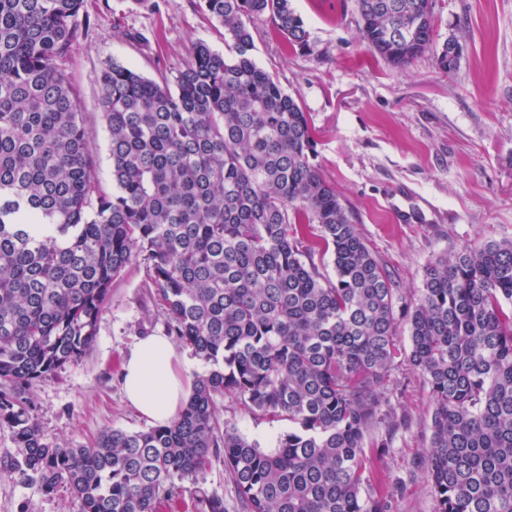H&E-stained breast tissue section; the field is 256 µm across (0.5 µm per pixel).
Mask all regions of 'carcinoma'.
I'll return each instance as SVG.
<instances>
[{"label": "carcinoma", "instance_id": "cac0c4a2", "mask_svg": "<svg viewBox=\"0 0 512 512\" xmlns=\"http://www.w3.org/2000/svg\"><path fill=\"white\" fill-rule=\"evenodd\" d=\"M363 41L388 65L431 51L434 0H354ZM82 0H0V427L3 474L65 489L77 512H157L224 451L243 512H386L365 490V439L391 418L397 328L431 389L428 473L436 512H512V241L437 258L402 302L315 157L298 100L252 55L271 20L309 48L291 0H199L228 53L202 42L174 82L116 61L96 74L112 191L98 184L81 101L63 61ZM331 254L335 278L315 258ZM135 262L166 332L211 365L175 419L50 441L30 390L92 349L112 283ZM288 421L261 447L221 424L215 398Z\"/></svg>", "mask_w": 512, "mask_h": 512}]
</instances>
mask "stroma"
Segmentation results:
<instances>
[{"label":"stroma","instance_id":"1","mask_svg":"<svg viewBox=\"0 0 512 512\" xmlns=\"http://www.w3.org/2000/svg\"><path fill=\"white\" fill-rule=\"evenodd\" d=\"M309 47H289L272 22L252 25L253 57L309 112L316 161L351 211L358 234L391 273L404 296L420 287L426 265L466 245L512 240V0H437L438 40L464 46L453 75L432 53L397 69L359 36L354 0H292ZM86 29L65 65L83 103L84 122L103 190L112 188L109 133L94 76L109 61L145 77L174 80L191 43L225 52L224 29L197 0H84ZM422 210L423 224H398L389 202ZM144 265L125 269L112 285L90 352L39 382L30 399L44 436L86 444L107 428L148 429L125 401L123 363L138 341L163 330ZM396 427L374 428L365 450L373 460L366 489L385 493L389 512H435L426 468L432 401L423 374L397 357L386 380ZM222 421L269 446L288 424L245 410L226 394ZM388 447H380L382 438ZM242 512L223 456L185 479ZM65 491L0 478V512H72Z\"/></svg>","mask_w":512,"mask_h":512}]
</instances>
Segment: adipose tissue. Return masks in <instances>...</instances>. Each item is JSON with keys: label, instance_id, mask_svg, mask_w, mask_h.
Returning a JSON list of instances; mask_svg holds the SVG:
<instances>
[{"label": "adipose tissue", "instance_id": "ef3b65f1", "mask_svg": "<svg viewBox=\"0 0 512 512\" xmlns=\"http://www.w3.org/2000/svg\"><path fill=\"white\" fill-rule=\"evenodd\" d=\"M121 384L127 401L154 424L174 419L192 389L175 344L163 333L140 340L123 365Z\"/></svg>", "mask_w": 512, "mask_h": 512}]
</instances>
